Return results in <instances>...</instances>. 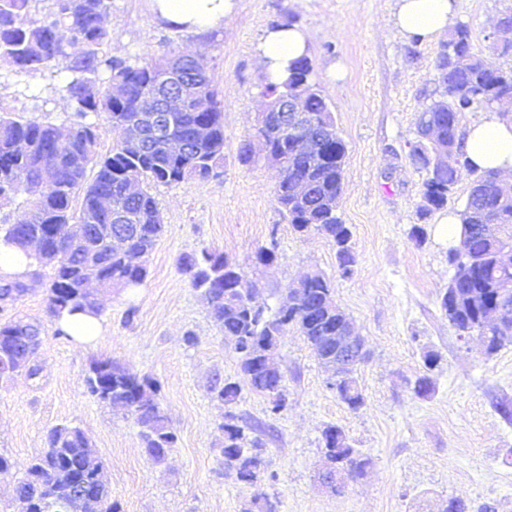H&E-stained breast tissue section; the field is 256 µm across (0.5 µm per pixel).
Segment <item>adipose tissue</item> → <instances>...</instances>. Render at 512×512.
<instances>
[{"label": "adipose tissue", "instance_id": "obj_1", "mask_svg": "<svg viewBox=\"0 0 512 512\" xmlns=\"http://www.w3.org/2000/svg\"><path fill=\"white\" fill-rule=\"evenodd\" d=\"M150 6L154 16L170 27L203 34L233 14L236 0H150ZM452 11V0H396L394 26L406 38L433 41L447 31ZM308 51L304 30L281 25L264 31L256 56L268 81L278 83L287 79L291 63ZM464 151L479 169L512 173V119L489 112L469 127ZM56 323L81 346L94 344L103 332L102 318L88 311L63 309Z\"/></svg>", "mask_w": 512, "mask_h": 512}]
</instances>
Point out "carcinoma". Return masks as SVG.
Here are the masks:
<instances>
[{
    "instance_id": "cac0c4a2",
    "label": "carcinoma",
    "mask_w": 512,
    "mask_h": 512,
    "mask_svg": "<svg viewBox=\"0 0 512 512\" xmlns=\"http://www.w3.org/2000/svg\"><path fill=\"white\" fill-rule=\"evenodd\" d=\"M39 0H0V69L35 76L53 72L59 65L68 73L63 92L73 109L67 122L56 123L48 115L27 118L0 112V199L23 197L14 222L0 227L3 237L19 247L23 238L44 240L37 264L51 269L47 299L53 314L71 310L101 311L95 295L80 288L79 270L87 250L111 254L101 269V287H136L147 276V259L162 232V216L153 188L175 185L187 179L206 181L221 176L224 160V113L212 76L198 82L199 88L176 114L171 125L175 137L191 139L198 124L211 127L208 140L194 142L193 154L176 158L160 142L145 151L142 139L133 134L136 108L142 94L157 86L167 67L181 62L182 54L170 49L160 57L139 63L111 52L112 33L104 24L108 0H45L36 14ZM436 83L442 99L421 113L417 133L436 127L448 146V166L434 167L431 158L410 154L415 168L425 173V216L444 207L448 194L461 171L474 175L465 208L461 213V233L457 246L448 252L454 273L448 287L464 295L467 305H454L443 294L440 305L448 322L459 332L470 329L491 309L509 305L512 295L503 300L501 289L512 284V193L497 185L498 173L479 171L465 158L461 146L462 114L475 107H490L512 99V69H494L473 52L470 32L457 25L448 32V42L436 63ZM312 65L307 58L294 62L288 80L267 83L261 95L288 90L310 112L321 133L318 149L306 157L293 156L292 140L269 123L257 129L274 151L289 159L275 188V196L288 223L300 232H316L336 247V258L343 273L354 263L349 242L351 231L337 216L332 202L343 191L345 144L336 130L332 111L325 97L311 83ZM114 85L125 88V96L114 99ZM105 113L120 137L112 149L99 152L97 126L86 122L91 114ZM93 177H87L88 171ZM140 184L141 192L129 196L126 182ZM107 193L112 206L125 214L136 231L128 237L126 249L111 252V240L103 228L107 219L100 212L99 197ZM75 225L95 230L84 243L76 244L70 231ZM182 270L191 285L206 297L210 314L224 338L239 354L241 371L250 389L267 397L271 412L284 407V375L273 376L255 349H276L280 337L292 327L304 337L319 362L327 356L323 337L336 335V328L349 323L336 305L333 287L324 273L317 271L300 281L295 303L275 310L253 308L251 298L257 285L237 276L229 287L225 276L234 274L232 264L217 252L201 256L186 255ZM26 291L23 284L10 282L0 288V302H12ZM479 333L486 351L494 354L505 343L499 340L502 329L484 323ZM41 341V327L34 322L10 320L0 323V376L24 371L38 375L31 353L20 347L21 337ZM88 393L98 401L128 410L144 427L141 439L149 458L159 463L175 447L177 438L158 399L156 384L130 368L110 359L92 363L85 378ZM338 397L350 408L360 407L364 398L352 376L337 386ZM224 447L220 449L224 469L235 473L238 481L255 485L264 471L263 443L249 438L245 427L226 415ZM327 459L347 470L349 478L364 474L371 460L353 448L344 432L328 426L322 433ZM100 478L102 512H115L104 465L89 449V440L76 426L50 428L45 434V451L34 458L22 476L16 478L25 503V512H44L46 501L73 502L71 492L80 481Z\"/></svg>"
}]
</instances>
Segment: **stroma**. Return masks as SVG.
<instances>
[{
    "instance_id": "stroma-1",
    "label": "stroma",
    "mask_w": 512,
    "mask_h": 512,
    "mask_svg": "<svg viewBox=\"0 0 512 512\" xmlns=\"http://www.w3.org/2000/svg\"><path fill=\"white\" fill-rule=\"evenodd\" d=\"M452 25L466 26L475 53L496 68L512 58L491 49L493 26L512 0H453ZM394 0H237V10L204 35L174 31L148 0H111L105 23L118 54L148 61L173 47L202 56L220 91L224 163L220 178L157 186L161 238L136 288L102 293L104 332L95 346L58 335L46 299L49 269L18 300L0 303V321L39 323L37 378H0V455L24 468L45 450L50 428L82 429L103 462L120 512H253L254 495L277 512H435L449 499L468 512H512V344L486 355L478 337L461 338L440 300L453 270L438 230L443 212L466 203L472 174L463 173L441 211L420 217L425 175L408 157L419 112L438 100L435 60L443 40L413 43L390 31ZM295 23L310 36L311 82L326 97L346 145L337 214L351 230L353 271L342 276L336 249L322 235L300 233L275 199L276 167L254 144L252 163L238 158L265 101L256 47L272 23ZM60 78L0 70V108L23 116L70 111ZM425 240L415 245L412 234ZM273 247L274 261L257 262ZM220 252L257 283L258 300L276 308L299 278L317 269L337 304L364 336L369 357L355 378L363 405L348 408L303 337L282 336L277 362L286 404L271 413L264 396L243 387L233 346L206 300L182 270L184 255ZM439 357L436 367L427 354ZM109 359L154 380L177 442L167 460L149 461L135 419L86 389L94 361ZM431 391L416 395L418 378ZM240 383L236 403L215 386ZM235 413L265 447L257 487L225 471L222 423ZM339 427L371 466L338 493L323 488L322 432Z\"/></svg>"
}]
</instances>
